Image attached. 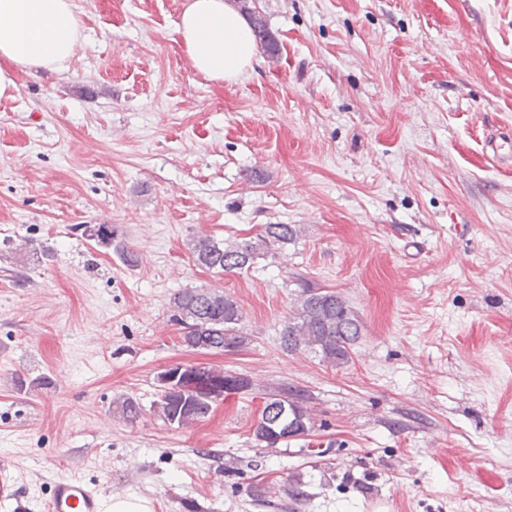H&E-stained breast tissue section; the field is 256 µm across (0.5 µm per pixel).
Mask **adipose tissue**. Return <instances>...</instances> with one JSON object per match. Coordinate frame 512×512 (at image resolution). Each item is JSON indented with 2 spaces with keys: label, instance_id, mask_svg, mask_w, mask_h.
I'll use <instances>...</instances> for the list:
<instances>
[{
  "label": "adipose tissue",
  "instance_id": "ef3b65f1",
  "mask_svg": "<svg viewBox=\"0 0 512 512\" xmlns=\"http://www.w3.org/2000/svg\"><path fill=\"white\" fill-rule=\"evenodd\" d=\"M176 32L206 79L236 82L256 60L251 25L229 0H184ZM79 46L74 0H0V98L14 97L17 73L66 70Z\"/></svg>",
  "mask_w": 512,
  "mask_h": 512
}]
</instances>
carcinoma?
Listing matches in <instances>:
<instances>
[{"label":"carcinoma","mask_w":512,"mask_h":512,"mask_svg":"<svg viewBox=\"0 0 512 512\" xmlns=\"http://www.w3.org/2000/svg\"><path fill=\"white\" fill-rule=\"evenodd\" d=\"M300 232L297 224H263L255 237L231 244L199 234L189 240L195 264L215 274L247 270L259 259L273 257L283 245ZM115 232L109 224L89 228L88 238L106 247L112 246ZM170 321L180 326V345L188 350L224 351V345L240 347L248 333L242 326L244 314L238 303L215 287L182 288L170 298ZM361 320L340 293L325 288H304L281 333V346L287 353L310 351L332 367L349 363L351 350L361 335ZM209 394L159 392L153 411L166 424L177 429L204 421L213 412L216 401ZM285 398V425L299 430L314 429L310 408L286 392L266 393L252 425L255 441L267 447L277 445L269 440L266 429L268 405ZM119 414L134 422L141 414L139 403L126 397L117 403Z\"/></svg>","instance_id":"obj_1"}]
</instances>
